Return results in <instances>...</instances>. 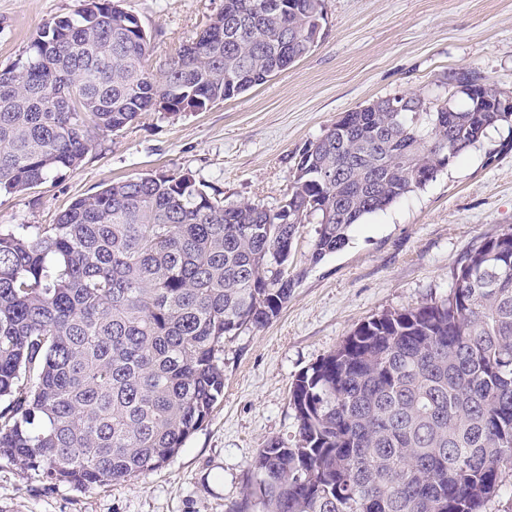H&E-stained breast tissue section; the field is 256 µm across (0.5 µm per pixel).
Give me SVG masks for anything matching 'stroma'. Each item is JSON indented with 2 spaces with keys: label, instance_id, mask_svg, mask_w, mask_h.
I'll use <instances>...</instances> for the list:
<instances>
[{
  "label": "stroma",
  "instance_id": "35a3bbf8",
  "mask_svg": "<svg viewBox=\"0 0 512 512\" xmlns=\"http://www.w3.org/2000/svg\"><path fill=\"white\" fill-rule=\"evenodd\" d=\"M83 0H0V70L26 58L37 32ZM317 44L267 82L202 112H145L124 131H92L76 168L0 192V225L52 224L75 198L119 179L191 173L228 203L276 208L296 152L344 113L395 94L455 98L447 77L473 69L512 94V0H324ZM151 37L161 75L224 0H123ZM512 226V128L498 126L436 179L367 215L340 251L312 262L317 224H302L288 303L267 326L224 342V398L162 468L77 487L0 460V512H232L259 448L295 445L296 377L355 327L448 295L466 254Z\"/></svg>",
  "mask_w": 512,
  "mask_h": 512
}]
</instances>
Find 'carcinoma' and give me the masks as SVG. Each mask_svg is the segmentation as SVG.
I'll list each match as a JSON object with an SVG mask.
<instances>
[{
  "label": "carcinoma",
  "mask_w": 512,
  "mask_h": 512,
  "mask_svg": "<svg viewBox=\"0 0 512 512\" xmlns=\"http://www.w3.org/2000/svg\"><path fill=\"white\" fill-rule=\"evenodd\" d=\"M289 5L276 24L268 14ZM309 0H224L164 74L120 0L55 18L24 62L0 70V191L24 192L116 134L154 100L199 112L310 52ZM80 85L71 110L55 100ZM483 81L448 73L465 89ZM493 84L444 112L345 113L304 144L280 209L226 205L193 174L130 178L74 199L54 224L0 228V458L79 486L170 461L224 397V339L281 312L287 250L318 219L311 260L346 245L367 214L414 191L487 129L512 124ZM333 172L326 182L319 169ZM295 447L270 440L236 512H481L512 464V227L467 253L448 296L385 311L298 376Z\"/></svg>",
  "instance_id": "obj_1"
}]
</instances>
